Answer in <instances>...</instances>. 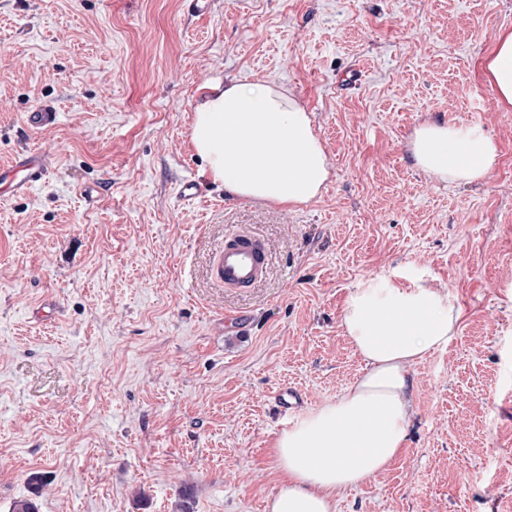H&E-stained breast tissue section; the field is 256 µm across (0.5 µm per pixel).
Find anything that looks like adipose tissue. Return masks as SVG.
I'll list each match as a JSON object with an SVG mask.
<instances>
[{"label":"adipose tissue","mask_w":512,"mask_h":512,"mask_svg":"<svg viewBox=\"0 0 512 512\" xmlns=\"http://www.w3.org/2000/svg\"><path fill=\"white\" fill-rule=\"evenodd\" d=\"M498 101L512 108V30L484 62ZM197 156L228 196L292 207L314 200L330 162L310 115L271 84L216 82L196 105L190 132ZM414 165L442 182L484 180L498 163L495 140L477 124L428 121L409 139ZM459 311L445 289L416 277L361 281L342 315L362 358L361 375L306 411L274 443L282 479L266 512H336L339 492L383 472L399 454L412 416V367L445 347Z\"/></svg>","instance_id":"obj_1"}]
</instances>
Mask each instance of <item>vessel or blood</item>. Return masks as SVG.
Segmentation results:
<instances>
[{
    "instance_id": "obj_1",
    "label": "vessel or blood",
    "mask_w": 512,
    "mask_h": 512,
    "mask_svg": "<svg viewBox=\"0 0 512 512\" xmlns=\"http://www.w3.org/2000/svg\"><path fill=\"white\" fill-rule=\"evenodd\" d=\"M49 166V158L37 149H25L14 155L12 162L0 173L9 177V192L26 194L41 180ZM268 269V254L261 239L241 231L233 234L216 252L212 272L227 288H250L258 283Z\"/></svg>"
}]
</instances>
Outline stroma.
Here are the masks:
<instances>
[{
    "label": "stroma",
    "instance_id": "1",
    "mask_svg": "<svg viewBox=\"0 0 512 512\" xmlns=\"http://www.w3.org/2000/svg\"><path fill=\"white\" fill-rule=\"evenodd\" d=\"M512 0H0V165L50 153L28 194L0 180V512L41 473L39 512H265L272 448L364 363L353 288L424 276L460 310L413 366L388 468L337 512H512V110L483 60ZM279 85L310 113L331 175L292 208L227 196L190 141L216 80ZM43 104L47 130L27 123ZM476 123L499 161L441 183L409 156L430 120ZM202 181L193 204L177 195ZM237 230L268 248L238 290L211 276Z\"/></svg>",
    "mask_w": 512,
    "mask_h": 512
}]
</instances>
